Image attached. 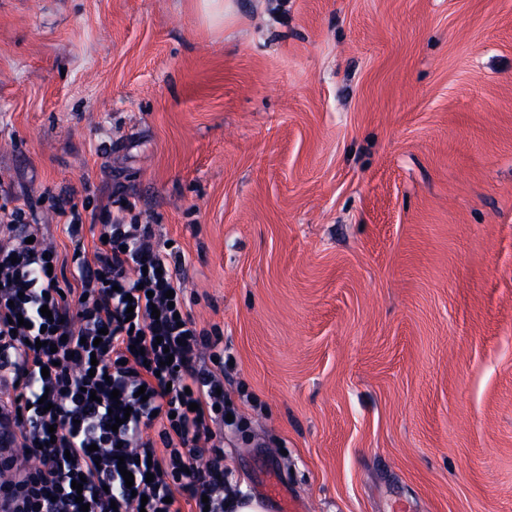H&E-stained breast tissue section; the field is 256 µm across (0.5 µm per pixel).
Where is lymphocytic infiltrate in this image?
Here are the masks:
<instances>
[{
    "label": "lymphocytic infiltrate",
    "instance_id": "f902f5d3",
    "mask_svg": "<svg viewBox=\"0 0 512 512\" xmlns=\"http://www.w3.org/2000/svg\"><path fill=\"white\" fill-rule=\"evenodd\" d=\"M97 210L89 246L77 204L58 203L59 247L0 199V383L33 461L0 483V512H224L223 332L194 321L180 245Z\"/></svg>",
    "mask_w": 512,
    "mask_h": 512
}]
</instances>
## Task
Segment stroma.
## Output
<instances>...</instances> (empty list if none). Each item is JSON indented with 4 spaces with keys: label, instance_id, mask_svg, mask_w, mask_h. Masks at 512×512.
I'll list each match as a JSON object with an SVG mask.
<instances>
[{
    "label": "stroma",
    "instance_id": "35a3bbf8",
    "mask_svg": "<svg viewBox=\"0 0 512 512\" xmlns=\"http://www.w3.org/2000/svg\"><path fill=\"white\" fill-rule=\"evenodd\" d=\"M0 186L134 202L303 512H512V0H0Z\"/></svg>",
    "mask_w": 512,
    "mask_h": 512
}]
</instances>
